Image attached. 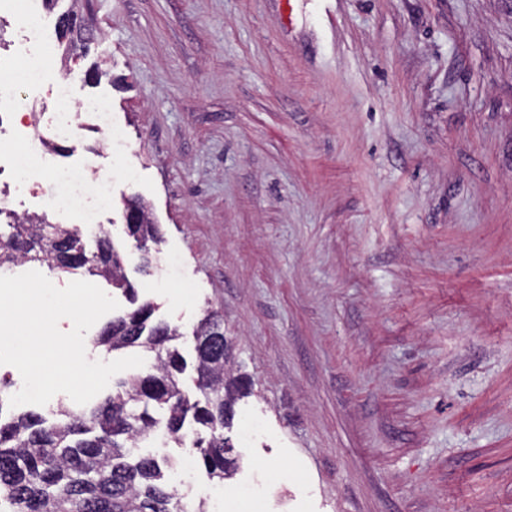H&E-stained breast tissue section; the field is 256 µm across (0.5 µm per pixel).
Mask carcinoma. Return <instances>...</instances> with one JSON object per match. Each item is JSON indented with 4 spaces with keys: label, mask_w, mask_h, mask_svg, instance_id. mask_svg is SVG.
I'll list each match as a JSON object with an SVG mask.
<instances>
[{
    "label": "carcinoma",
    "mask_w": 512,
    "mask_h": 512,
    "mask_svg": "<svg viewBox=\"0 0 512 512\" xmlns=\"http://www.w3.org/2000/svg\"><path fill=\"white\" fill-rule=\"evenodd\" d=\"M141 218L126 225L141 251L159 241L145 206ZM7 244L0 247V265L19 261L46 262L62 272L85 268L112 280L126 291L110 238L98 239L87 255L78 231L67 224L30 220L10 225ZM154 305L144 302L108 322L94 340L109 351L139 345L155 353L145 374L118 384V390L89 410H60L62 419L47 423L28 411L0 418V512H178L165 486L160 464L142 457L127 461L130 449L147 440L158 421L149 407L167 412L165 432L178 445L190 444L207 473L220 481L231 477L236 461L224 428L234 416L236 400L252 385L231 373L232 341L224 336L218 315L209 311L196 328L193 382L200 397L190 398L180 386L186 363L168 343L178 330L151 322Z\"/></svg>",
    "instance_id": "carcinoma-1"
}]
</instances>
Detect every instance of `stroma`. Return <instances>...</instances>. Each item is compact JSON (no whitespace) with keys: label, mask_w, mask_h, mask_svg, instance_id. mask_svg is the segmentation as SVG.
<instances>
[{"label":"stroma","mask_w":512,"mask_h":512,"mask_svg":"<svg viewBox=\"0 0 512 512\" xmlns=\"http://www.w3.org/2000/svg\"><path fill=\"white\" fill-rule=\"evenodd\" d=\"M79 6L87 51L60 14ZM71 99L98 211L138 302L193 332L217 311L252 392L225 481L151 438L182 512H253L239 490L277 469L263 512H512V0H55L35 14ZM102 77L91 85V69ZM161 241L141 252L129 200ZM62 288L86 269L26 262ZM264 435L244 440L248 419ZM225 498H217V491Z\"/></svg>","instance_id":"1"}]
</instances>
